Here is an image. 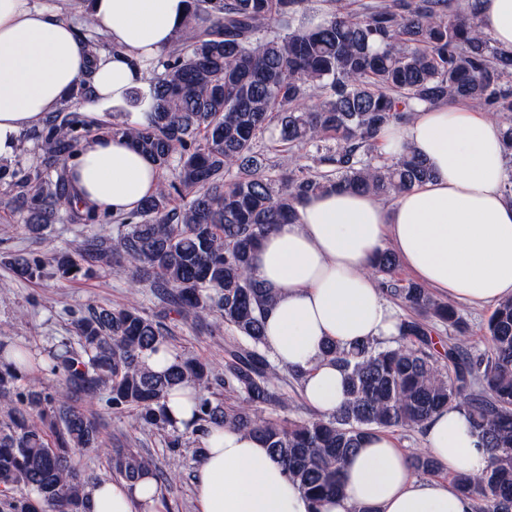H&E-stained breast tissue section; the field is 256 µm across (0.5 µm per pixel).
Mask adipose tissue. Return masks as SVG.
I'll return each mask as SVG.
<instances>
[{
    "label": "adipose tissue",
    "mask_w": 512,
    "mask_h": 512,
    "mask_svg": "<svg viewBox=\"0 0 512 512\" xmlns=\"http://www.w3.org/2000/svg\"><path fill=\"white\" fill-rule=\"evenodd\" d=\"M472 2L483 30L512 50V0ZM187 13L188 0H91L90 17L107 39L94 55L70 21L34 0H0V162L13 160L49 113L75 101L84 79L96 101L116 106L133 89L148 90L147 64L170 47ZM379 141L387 156L414 151L431 178L387 204L345 190L309 196L299 221L272 228L253 258L256 278L275 297L267 346L279 366L302 372L305 400L324 415L346 398V376L323 358L325 343L399 334L401 315L370 274L379 253L394 252L415 281L451 302L512 298V193L497 123L467 103H422L409 121L382 128ZM65 166L76 199L115 216L139 209L160 184L154 163L108 132L83 139ZM423 435L444 476L416 478L391 435L371 434L344 467L342 497L316 507L258 438L232 425L213 429L194 475L195 512H474L450 480L488 461L465 409L436 413ZM158 506L149 475L87 489V512Z\"/></svg>",
    "instance_id": "adipose-tissue-1"
}]
</instances>
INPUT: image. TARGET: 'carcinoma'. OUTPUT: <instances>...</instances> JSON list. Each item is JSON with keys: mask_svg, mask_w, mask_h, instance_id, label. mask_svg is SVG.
Listing matches in <instances>:
<instances>
[{"mask_svg": "<svg viewBox=\"0 0 512 512\" xmlns=\"http://www.w3.org/2000/svg\"><path fill=\"white\" fill-rule=\"evenodd\" d=\"M308 0H190L185 29L151 68V102L143 123L117 122L112 134L170 170L157 193L121 218L118 235L85 240L79 258H56L60 276L90 277L126 264L179 317L224 319V374L176 357L164 372L145 358L168 347V332L137 308L89 309L75 320L77 340L35 353L0 340V487L6 512H86L90 477L77 454L100 447L99 422L70 403L109 394L114 412L137 424L173 430L163 401L181 384L196 387L192 432L233 425L257 436L313 502L341 492L340 475L360 440L379 431L419 429L458 405L489 451L486 468L454 477L476 512H512V299L491 312L486 349L444 352L438 328L463 331L453 305L396 276L381 253L374 268L385 294L411 311L393 345L329 343L323 357L346 372V400L330 416L279 418L288 407L286 377L272 360L263 317L274 298L255 279L252 255L275 224L298 220V206L332 188L392 197L430 178L425 162L404 152L389 162L369 156L380 129L411 117L418 102L457 98L512 112V50L493 44L467 0H376L333 7L317 24H298ZM320 92L314 110L299 103ZM87 122L76 112L41 136L40 164L14 183L16 211L39 234L64 222L99 224L101 214L73 204L63 160ZM308 163L283 172L259 141L268 131ZM21 278L42 273L40 259L12 258ZM58 380L51 391L31 376L40 358ZM29 380L21 389L18 382ZM269 411L266 416L262 411ZM112 471L128 482L157 476L154 458L113 449ZM417 475L438 471L429 456L411 458Z\"/></svg>", "mask_w": 512, "mask_h": 512, "instance_id": "obj_1", "label": "carcinoma"}]
</instances>
